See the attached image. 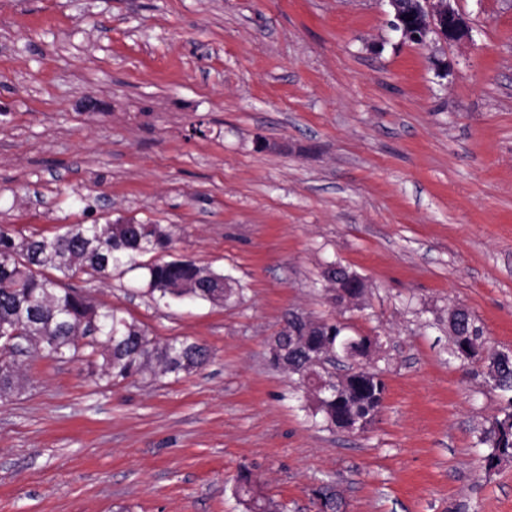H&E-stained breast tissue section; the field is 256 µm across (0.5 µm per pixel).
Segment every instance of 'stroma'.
Masks as SVG:
<instances>
[{"label":"stroma","mask_w":512,"mask_h":512,"mask_svg":"<svg viewBox=\"0 0 512 512\" xmlns=\"http://www.w3.org/2000/svg\"><path fill=\"white\" fill-rule=\"evenodd\" d=\"M459 44L393 30L388 0H0V225L132 220L161 260L231 276L223 306L157 303L141 271L69 278L204 366L117 386L22 357L0 399V512H512V458L480 439L507 398L452 352L467 310L512 353V0H455ZM336 262L359 308L330 300ZM377 342L387 391L360 434L311 417L268 342L288 311ZM234 491L245 512H278L277 504L266 497L260 482L249 470H243L236 478Z\"/></svg>","instance_id":"stroma-1"}]
</instances>
